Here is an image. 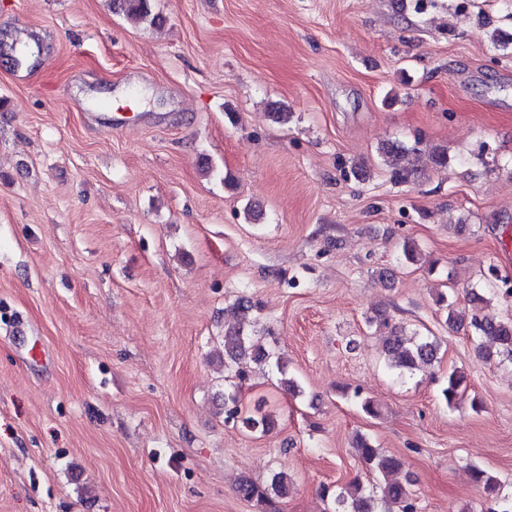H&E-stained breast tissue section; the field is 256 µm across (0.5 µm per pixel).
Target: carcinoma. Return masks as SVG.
I'll return each mask as SVG.
<instances>
[{"mask_svg": "<svg viewBox=\"0 0 512 512\" xmlns=\"http://www.w3.org/2000/svg\"><path fill=\"white\" fill-rule=\"evenodd\" d=\"M148 2L149 0H123L124 11L128 17L138 21L149 19L154 23L161 20L158 15L151 16ZM381 153L391 168L392 177L398 182H406L417 173L415 161L422 154L421 141L418 140L411 146L396 141L387 143L382 147ZM468 302L471 305L469 314L457 308L445 295L439 296L438 305L446 314L445 321L448 322V326L452 329L470 331L471 340L483 360L512 363V318L491 317L482 313L487 306V299L475 290L469 292ZM257 307L258 304L251 298L239 297L228 308V311L239 319L238 326L224 331V368L234 370V378L237 380L233 385L234 391L224 396L225 420L239 418L245 427L254 430L259 427L267 429L271 422L265 417L258 419L242 416L238 392L250 377L244 360L248 358L257 365L267 364L273 360L281 373L286 367L281 355L255 341L253 336L244 331V322ZM368 324L387 330L385 354L388 367L398 375L411 373L437 359L438 345L435 341L415 333L405 335L400 327L390 323L385 312H375L368 318ZM466 379L463 371L453 370L448 373L447 384L442 389L443 400L448 406H455ZM355 450L359 459L383 478L380 501L396 506L398 512H418L416 494L411 489L410 481L399 477L402 464L397 458L385 454L363 437L358 438ZM469 474L472 482L483 488L486 494L499 495L500 482L494 474L478 466L470 467ZM289 489L288 476L277 473L273 475L271 482L265 485L251 479H242L236 487V492L244 500L254 503L257 512H270L273 497L283 498L288 495ZM379 500L374 495L366 493L362 483L354 479L336 492L331 512H377Z\"/></svg>", "mask_w": 512, "mask_h": 512, "instance_id": "carcinoma-1", "label": "carcinoma"}]
</instances>
